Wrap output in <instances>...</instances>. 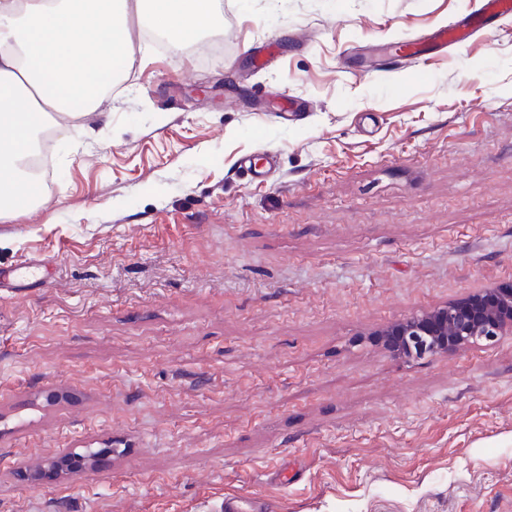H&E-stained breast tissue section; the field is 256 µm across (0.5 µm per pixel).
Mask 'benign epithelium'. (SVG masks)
<instances>
[{
	"label": "benign epithelium",
	"instance_id": "7a95c632",
	"mask_svg": "<svg viewBox=\"0 0 512 512\" xmlns=\"http://www.w3.org/2000/svg\"><path fill=\"white\" fill-rule=\"evenodd\" d=\"M501 336H512L511 288H486L463 301L389 323L376 332V341L399 358L424 359Z\"/></svg>",
	"mask_w": 512,
	"mask_h": 512
}]
</instances>
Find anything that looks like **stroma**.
<instances>
[{"label": "stroma", "mask_w": 512, "mask_h": 512, "mask_svg": "<svg viewBox=\"0 0 512 512\" xmlns=\"http://www.w3.org/2000/svg\"><path fill=\"white\" fill-rule=\"evenodd\" d=\"M477 2L223 0L205 58L131 19L0 220V512H512V336L373 340L512 283V20L398 50Z\"/></svg>", "instance_id": "35a3bbf8"}]
</instances>
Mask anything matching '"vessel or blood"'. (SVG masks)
I'll use <instances>...</instances> for the list:
<instances>
[{
  "instance_id": "b4317fda",
  "label": "vessel or blood",
  "mask_w": 512,
  "mask_h": 512,
  "mask_svg": "<svg viewBox=\"0 0 512 512\" xmlns=\"http://www.w3.org/2000/svg\"><path fill=\"white\" fill-rule=\"evenodd\" d=\"M512 17V0H480L477 9L449 21L447 26L433 30L405 47L406 58L423 60L427 55L468 41L475 33L493 23Z\"/></svg>"
}]
</instances>
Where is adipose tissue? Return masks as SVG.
<instances>
[{
  "label": "adipose tissue",
  "instance_id": "ef3b65f1",
  "mask_svg": "<svg viewBox=\"0 0 512 512\" xmlns=\"http://www.w3.org/2000/svg\"><path fill=\"white\" fill-rule=\"evenodd\" d=\"M179 38L216 33L220 0H0V217L32 208L23 162L45 120L64 131L74 100L94 111L102 97L89 72L121 77L133 55L130 16Z\"/></svg>",
  "mask_w": 512,
  "mask_h": 512
}]
</instances>
